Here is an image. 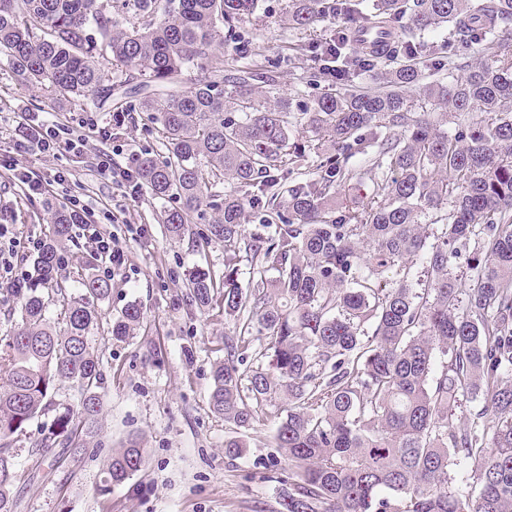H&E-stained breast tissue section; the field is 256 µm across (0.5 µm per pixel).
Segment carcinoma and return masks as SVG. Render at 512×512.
I'll return each instance as SVG.
<instances>
[{"label": "carcinoma", "instance_id": "carcinoma-1", "mask_svg": "<svg viewBox=\"0 0 512 512\" xmlns=\"http://www.w3.org/2000/svg\"><path fill=\"white\" fill-rule=\"evenodd\" d=\"M258 0H0V61L22 84L51 94L115 100L161 134L162 155L139 158L151 193L180 206L161 214L184 234L187 217L215 207L208 239L224 243V272H189L191 301L219 308L239 336L214 363L210 410L249 429L278 419L275 447L288 457L282 512H512V52L497 39L512 0H288L283 24L309 31L327 17L343 23L344 65L328 43L311 53L307 88L341 81L351 68L385 69L373 88L310 98H271L277 64L246 44L224 54V29L255 13ZM390 37L379 47L364 30ZM447 29L479 60L448 70L451 84L425 80L421 36ZM125 74L101 85L102 64ZM200 72L183 87L185 72ZM415 95H409V92ZM476 123L448 132V115L474 107ZM314 132L290 141L301 123ZM357 153L364 167H349ZM323 175L288 190L283 177L309 155ZM369 180L362 202L337 207L332 184ZM236 191L215 199L212 187ZM265 219L247 233L246 210ZM69 213L53 226L27 288H1L19 320L0 336V512H15L22 478L11 443L38 417L33 441L79 462L102 414L98 308L109 279L84 275L61 286ZM261 257L247 285L240 253ZM129 305L112 338L141 325ZM264 342L261 349L254 342ZM77 403L55 399L60 383ZM483 406L468 418L469 401ZM244 439L224 443L242 457ZM137 438L111 451L97 486L105 496L141 471ZM472 465L471 481L456 470Z\"/></svg>", "mask_w": 512, "mask_h": 512}]
</instances>
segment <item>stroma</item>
<instances>
[{"instance_id": "1", "label": "stroma", "mask_w": 512, "mask_h": 512, "mask_svg": "<svg viewBox=\"0 0 512 512\" xmlns=\"http://www.w3.org/2000/svg\"><path fill=\"white\" fill-rule=\"evenodd\" d=\"M287 7L288 0H261L255 15L225 33L224 46L237 47L243 39L259 46L278 65L280 94L292 97L301 89L297 76L306 62L289 58L288 45L329 38L336 22L326 20L312 34L285 29L279 20ZM89 110L66 97L22 85L0 66L1 149L9 145L18 113L51 112L74 126ZM86 138L83 153L57 159L30 155L20 158L19 164L46 177L56 169H68L82 182L85 201L94 211H101L103 202L121 200L117 222L99 225L102 232L115 235L124 252V263L112 272V293L101 303L100 313L104 322L112 323L133 303L144 319L134 338L117 341L103 331L97 336L104 352L103 411L79 462L59 461L54 451L41 460L31 455L30 443L43 424L39 418L27 435L13 441L25 473L14 490L16 512H280L288 460L273 446L275 421L247 430L245 454L231 460L224 455V442L233 430L207 403L211 367L223 359L224 341L234 336L235 327L218 310L190 302L186 274L196 266L222 274L223 244L206 241V220L195 214L182 237L170 238L159 217L175 206V199H158L145 190L137 200H125L116 179L98 174L100 150L123 146V155L115 159L120 166L132 151L160 153L156 132L139 117L112 127L110 138L93 131ZM0 222L7 224L27 260H34L32 238H45L50 229L46 201L29 196L14 172L1 168ZM130 225L143 229L140 240L129 239ZM132 435L148 449V465L110 495H99L107 455Z\"/></svg>"}]
</instances>
